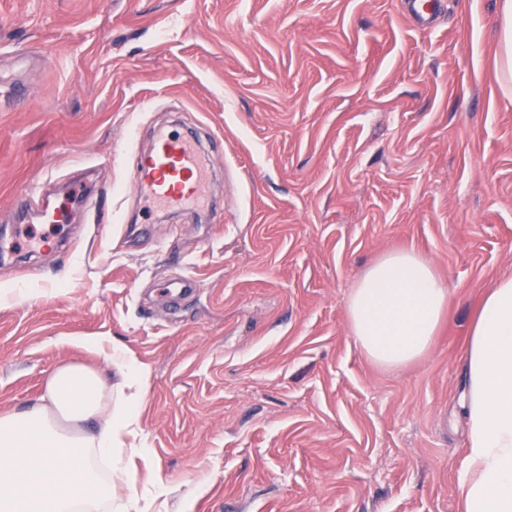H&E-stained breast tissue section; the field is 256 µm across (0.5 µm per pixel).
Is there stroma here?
<instances>
[{
    "label": "stroma",
    "instance_id": "stroma-1",
    "mask_svg": "<svg viewBox=\"0 0 512 512\" xmlns=\"http://www.w3.org/2000/svg\"><path fill=\"white\" fill-rule=\"evenodd\" d=\"M498 0H0V226L19 200L68 219L56 250L0 257V414L59 366L150 372L151 457L118 495L163 512H461V358L512 275V95ZM20 84L25 95H9ZM194 135L206 210L144 213L136 154ZM105 204L98 223L77 207ZM413 250L450 290L427 354L367 358L346 299ZM189 275L199 286L167 302ZM154 490L145 489L141 494H132L115 509L118 512H151L153 503L166 495V487L157 483L152 485Z\"/></svg>",
    "mask_w": 512,
    "mask_h": 512
}]
</instances>
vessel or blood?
Returning <instances> with one entry per match:
<instances>
[{
    "instance_id": "1",
    "label": "vessel or blood",
    "mask_w": 512,
    "mask_h": 512,
    "mask_svg": "<svg viewBox=\"0 0 512 512\" xmlns=\"http://www.w3.org/2000/svg\"><path fill=\"white\" fill-rule=\"evenodd\" d=\"M134 182L144 191L148 205L179 207L202 198L204 163L192 141L167 133L139 156Z\"/></svg>"
}]
</instances>
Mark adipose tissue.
I'll use <instances>...</instances> for the list:
<instances>
[{
	"label": "adipose tissue",
	"mask_w": 512,
	"mask_h": 512,
	"mask_svg": "<svg viewBox=\"0 0 512 512\" xmlns=\"http://www.w3.org/2000/svg\"><path fill=\"white\" fill-rule=\"evenodd\" d=\"M449 300L427 259L415 251L382 256L346 301L348 328L364 354L387 369L423 357ZM106 360L119 380L65 365L44 394L19 413L0 415V512H150L163 484L116 502L115 482L133 459L148 370L120 347ZM467 422L463 512H512V277L484 296L462 357Z\"/></svg>",
	"instance_id": "obj_1"
}]
</instances>
